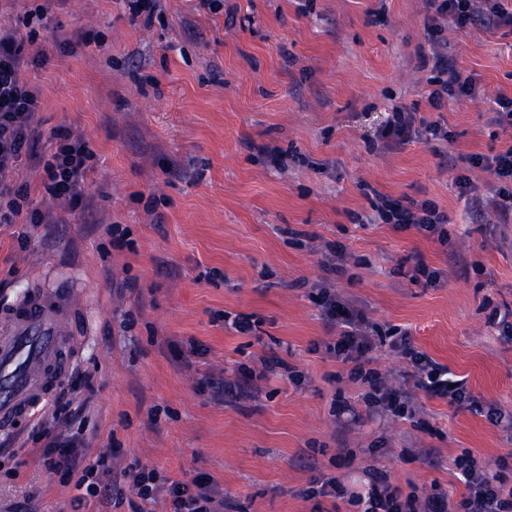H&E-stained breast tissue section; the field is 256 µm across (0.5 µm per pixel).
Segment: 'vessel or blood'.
Returning <instances> with one entry per match:
<instances>
[{
	"instance_id": "obj_1",
	"label": "vessel or blood",
	"mask_w": 512,
	"mask_h": 512,
	"mask_svg": "<svg viewBox=\"0 0 512 512\" xmlns=\"http://www.w3.org/2000/svg\"><path fill=\"white\" fill-rule=\"evenodd\" d=\"M77 311L75 293L48 289L0 313V430L30 421L61 387Z\"/></svg>"
}]
</instances>
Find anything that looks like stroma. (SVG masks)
Instances as JSON below:
<instances>
[{"label": "stroma", "instance_id": "obj_1", "mask_svg": "<svg viewBox=\"0 0 512 512\" xmlns=\"http://www.w3.org/2000/svg\"><path fill=\"white\" fill-rule=\"evenodd\" d=\"M39 3L48 25L36 42L50 60L23 74L41 94L35 152L51 154L53 132L69 131L94 156L73 210L49 198L35 164L17 172L52 221L0 224V310L36 288L76 289L81 350L64 389L82 410L68 432L84 454L118 475L205 473L235 512H348L304 492L316 478L360 484L371 470L406 493L436 484L461 498L450 458L468 449L496 461L512 437L440 399L421 398L415 421L369 415L349 365L324 350L314 286L335 288L382 332L408 330L481 401L512 413V342L488 321L512 307V223L491 208L474 218L455 184L465 174L486 191L492 175L466 155L512 145V129L489 120L497 95L512 93V34L445 28L483 94L436 110L426 0H224L216 13L161 0L149 22L129 0H0V28ZM61 39L73 53L53 51ZM396 108L445 123L453 142L371 144ZM387 198L434 202L447 245L368 223ZM115 224L128 246H113ZM330 242L344 248L343 273L321 265ZM418 255L440 286L412 281ZM239 315L252 334L225 326ZM271 356L283 365L253 380L250 399L201 384L242 380ZM290 367L304 384L288 380ZM342 401L359 415L345 427ZM45 442L31 422L0 434V512L32 488L33 512H168L163 493L74 503L73 483L41 465Z\"/></svg>", "mask_w": 512, "mask_h": 512}]
</instances>
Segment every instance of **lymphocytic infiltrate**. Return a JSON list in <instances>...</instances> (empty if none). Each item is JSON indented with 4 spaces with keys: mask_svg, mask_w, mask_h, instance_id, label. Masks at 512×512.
Listing matches in <instances>:
<instances>
[{
    "mask_svg": "<svg viewBox=\"0 0 512 512\" xmlns=\"http://www.w3.org/2000/svg\"><path fill=\"white\" fill-rule=\"evenodd\" d=\"M427 4L425 29L432 59L428 101L438 109L446 100L462 95L475 97L482 92L478 75L462 74L456 59L443 45L444 24L454 22L466 33L480 29L512 32V8L504 0H427ZM48 60V51L31 52L25 39L0 31L1 224L16 223L22 216L33 223L49 220L48 215L29 209L26 187L15 185L12 180L29 155V143L36 132L35 114L41 105L39 91L23 80L22 68L41 66ZM375 136L389 148L420 139L445 142L450 138L447 125L428 122L416 113L400 110L388 114L377 126ZM91 157L82 139L60 135L55 152L43 165L46 192L69 206L79 205L83 200V185ZM466 162L468 166L489 171L496 183L482 194L470 178L458 176L456 183L461 195L467 196L475 211L490 206L502 221H512V146L491 155L470 154ZM379 217L383 223L415 229L439 244L448 242L445 218L432 202L425 200L406 205L398 201L386 202L379 208ZM316 304L322 319L335 334L334 341L325 343L324 349L331 358L350 363L351 379L367 385L364 399L371 414L415 418L419 412L416 395L421 392L451 405L485 413L497 426L512 431V414L503 413L495 404L482 403L472 394L465 380L452 379L447 365L414 346L407 332H397L390 340L391 347L404 362L399 372L403 383L397 386L369 366V354L375 349L379 335L363 312L352 301L322 286L317 289ZM41 464L50 473L67 475L81 471L80 481L85 484L87 495L99 503L109 504L123 495L119 479L104 468L102 460L92 461L81 454L72 438L61 434L52 436L42 451ZM452 466L466 488L461 500L456 502L434 488L419 494L403 493L374 471L369 474L365 491L353 490L344 482L329 478L307 489L305 496L337 499L353 507L355 512H512V478L506 474L511 464L506 458L482 464L466 450L453 459ZM133 488L145 501L154 500L159 492H166L170 512H226L228 508L210 477L203 473L163 488L154 473L142 472L134 476Z\"/></svg>",
    "mask_w": 512,
    "mask_h": 512,
    "instance_id": "f902f5d3",
    "label": "lymphocytic infiltrate"
}]
</instances>
